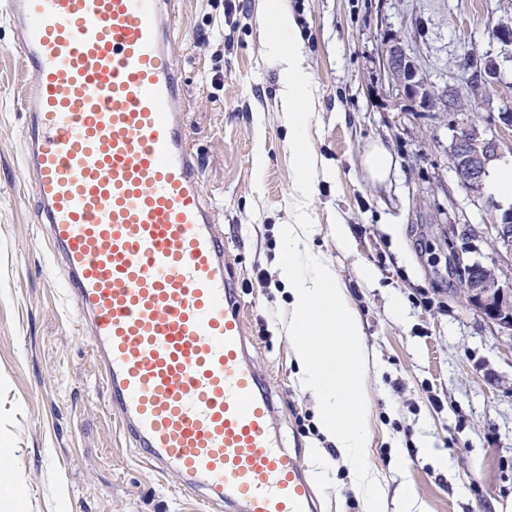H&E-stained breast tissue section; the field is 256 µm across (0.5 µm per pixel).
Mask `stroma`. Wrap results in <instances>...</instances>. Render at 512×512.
<instances>
[{
  "label": "stroma",
  "mask_w": 512,
  "mask_h": 512,
  "mask_svg": "<svg viewBox=\"0 0 512 512\" xmlns=\"http://www.w3.org/2000/svg\"><path fill=\"white\" fill-rule=\"evenodd\" d=\"M303 41L316 158L306 245L330 259L357 310L374 362L365 375L371 461L388 501L413 493L426 512H512V341L469 306L453 246L512 275V256L484 234L487 214L448 166L452 123L493 131L512 111V52L493 35L512 0H286ZM260 0H181L174 59L236 271L250 358L277 405L276 432L303 470L323 435L300 385L278 277L281 228L298 204L296 155L278 111L279 74L263 57ZM425 34L416 37V23ZM406 36L418 64L451 84L467 111H402L380 78L386 36ZM0 12V512H222L180 495L172 476L139 462L109 412L89 336L64 301L65 270L34 212L23 167L24 64ZM496 59L489 101L457 81L465 50ZM395 160L373 179L364 157ZM263 164H256V157ZM347 225L340 246L335 222ZM370 266L375 277L361 279ZM448 453L445 469L424 452ZM319 512H362L347 470L314 481Z\"/></svg>",
  "instance_id": "obj_1"
}]
</instances>
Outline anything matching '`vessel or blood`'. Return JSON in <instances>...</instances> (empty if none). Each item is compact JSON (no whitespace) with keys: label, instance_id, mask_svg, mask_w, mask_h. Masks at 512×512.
Segmentation results:
<instances>
[{"label":"vessel or blood","instance_id":"b4317fda","mask_svg":"<svg viewBox=\"0 0 512 512\" xmlns=\"http://www.w3.org/2000/svg\"><path fill=\"white\" fill-rule=\"evenodd\" d=\"M24 165L107 406L137 456L231 512H316L248 361L174 58V0H9Z\"/></svg>","mask_w":512,"mask_h":512}]
</instances>
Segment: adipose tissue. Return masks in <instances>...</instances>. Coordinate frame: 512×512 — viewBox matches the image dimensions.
<instances>
[{
	"instance_id": "1",
	"label": "adipose tissue",
	"mask_w": 512,
	"mask_h": 512,
	"mask_svg": "<svg viewBox=\"0 0 512 512\" xmlns=\"http://www.w3.org/2000/svg\"><path fill=\"white\" fill-rule=\"evenodd\" d=\"M264 55L281 75L278 94L288 140L297 154L293 191L301 201L315 193L314 166L305 126L312 99L311 77L303 66L302 43L284 0H262ZM311 227L305 220L284 227L287 247L279 278L288 291L287 330L301 370V386L314 401L320 431L333 442L338 459L316 456L315 474L323 479L344 465L358 492L363 512H387L386 498L370 462L371 436L363 403L367 368L362 325L332 263L300 249Z\"/></svg>"
}]
</instances>
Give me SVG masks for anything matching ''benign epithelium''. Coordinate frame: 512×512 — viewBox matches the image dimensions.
<instances>
[{"label": "benign epithelium", "mask_w": 512, "mask_h": 512, "mask_svg": "<svg viewBox=\"0 0 512 512\" xmlns=\"http://www.w3.org/2000/svg\"><path fill=\"white\" fill-rule=\"evenodd\" d=\"M381 74L404 103V112H464L465 105L451 86L438 87L430 81L409 52L404 40L392 37L384 41ZM462 72L469 78L472 97L487 100L490 87L498 81L499 65L489 56L475 54L464 59ZM502 137L482 130L474 123L456 128L448 148V159L456 172L458 184L473 198L483 201L484 208L496 212L486 229L496 246L512 253V212H502L489 200H483V187L489 169L502 154ZM467 247L453 252L462 278L467 303L496 324L500 333L512 339V282L503 281L497 267L464 257Z\"/></svg>", "instance_id": "7a95c632"}]
</instances>
